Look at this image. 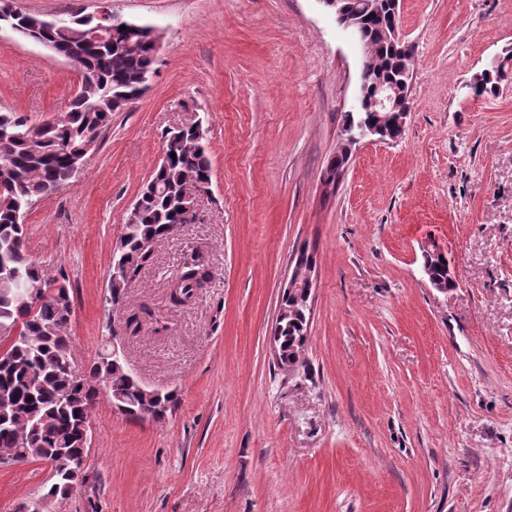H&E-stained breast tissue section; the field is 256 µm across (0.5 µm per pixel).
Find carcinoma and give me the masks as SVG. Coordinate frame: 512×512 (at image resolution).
<instances>
[{
	"label": "carcinoma",
	"instance_id": "1",
	"mask_svg": "<svg viewBox=\"0 0 512 512\" xmlns=\"http://www.w3.org/2000/svg\"><path fill=\"white\" fill-rule=\"evenodd\" d=\"M39 26L34 41L50 45L62 57H77L82 80L65 123L49 121L36 126L14 112H0V142L9 141L12 156L0 158V327L19 328V339L0 358V453L15 454L24 461L54 464L61 451L82 454V424L98 402L91 389L73 385L62 370L70 358V341L64 329L73 310L71 288L64 282L45 280L39 266L25 252L26 228L18 213L51 194L71 179L69 159L82 156L112 124V113L124 111L123 101L140 97L147 87L155 56L151 45L120 28L101 42L87 35L80 14L64 19V25L47 24V18L9 13V25ZM386 3L380 11L362 16V33L370 48L369 80L398 82L413 59L414 46L401 48L387 40ZM488 66L482 79L468 88L479 96L504 80L507 61ZM377 119L369 102L344 115V124L357 125ZM164 149L176 154L158 165L135 204L128 211L111 267L105 299L125 297L126 285L154 257L155 245L189 223L183 204L211 181V163L205 136L194 131H170ZM430 278L445 288L456 286L448 264L438 249L429 251ZM211 275L195 255L184 258L171 300L189 303L209 283ZM47 293L33 303L19 299L21 291ZM288 315L279 319L273 340L282 358H292L305 345L309 309L298 293L282 296ZM88 375L108 385V398L131 421H162L178 397L174 391L146 387L132 375L123 360L112 357V346L100 349ZM77 477H59L41 495L53 501L70 493Z\"/></svg>",
	"mask_w": 512,
	"mask_h": 512
}]
</instances>
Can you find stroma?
Masks as SVG:
<instances>
[{
	"instance_id": "35a3bbf8",
	"label": "stroma",
	"mask_w": 512,
	"mask_h": 512,
	"mask_svg": "<svg viewBox=\"0 0 512 512\" xmlns=\"http://www.w3.org/2000/svg\"><path fill=\"white\" fill-rule=\"evenodd\" d=\"M154 26L148 86L28 212L26 253L66 279L72 363L139 313L127 367L176 390L164 421L100 399L85 477L50 512H512V83L467 84L512 50V0H400L415 46L403 139L352 149L323 179L363 50L320 0H112ZM70 62L0 29V112L66 115ZM202 120L211 183L117 312L104 307L126 213L166 132ZM436 245L457 286L434 288ZM315 258L307 340L282 370L272 336L288 270ZM212 271L192 302L186 254ZM47 463L0 470V512L40 496ZM211 275L203 267L194 254L187 255L184 258L182 267L175 284L171 287V300L176 305H185L189 303L209 283Z\"/></svg>"
}]
</instances>
